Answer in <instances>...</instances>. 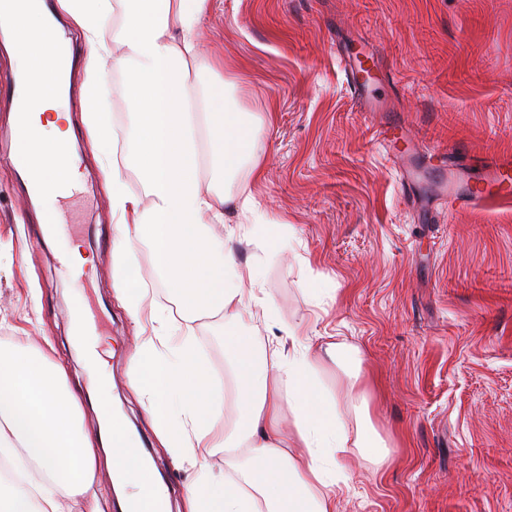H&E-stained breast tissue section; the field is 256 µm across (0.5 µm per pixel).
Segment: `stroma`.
<instances>
[{
  "label": "stroma",
  "mask_w": 512,
  "mask_h": 512,
  "mask_svg": "<svg viewBox=\"0 0 512 512\" xmlns=\"http://www.w3.org/2000/svg\"><path fill=\"white\" fill-rule=\"evenodd\" d=\"M205 51L224 57L226 105L258 130L251 192L275 222L278 256L258 268L275 319H250L259 350L300 324L359 348L369 420L388 460L349 449L336 512H512V203L449 212L374 139L404 124L420 147L512 153V0H213ZM366 45L383 111L356 104L338 55ZM13 90H0V339H49L83 400L97 377L72 335L93 318L109 392L183 512L197 476L161 448L128 373L136 326L117 300L118 230L87 130L74 121L84 195L57 201L54 232L9 162ZM93 269L71 275L72 247Z\"/></svg>",
  "instance_id": "obj_1"
}]
</instances>
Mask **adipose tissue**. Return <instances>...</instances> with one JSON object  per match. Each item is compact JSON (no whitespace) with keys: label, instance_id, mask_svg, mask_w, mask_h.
Returning <instances> with one entry per match:
<instances>
[{"label":"adipose tissue","instance_id":"1","mask_svg":"<svg viewBox=\"0 0 512 512\" xmlns=\"http://www.w3.org/2000/svg\"><path fill=\"white\" fill-rule=\"evenodd\" d=\"M211 0H59L89 46L83 62L79 110L92 152L102 153L101 172L120 230L115 251L125 278L118 291L142 337L130 355L137 390L163 447L177 462L199 465L186 490L185 512H335L332 487L350 478L342 460L349 448L377 462L386 455L364 427L349 430L338 399L326 392L320 371L352 364V389L361 385V361L344 343L327 342L322 353L301 328L284 327L271 351L256 350L244 315L271 314L256 263L239 264L232 242L264 253L267 239L252 233L268 223L253 195L220 189L229 176L258 178L253 129L224 109V84L199 89L200 71L220 73L224 59L206 57L201 46ZM7 40L22 91L10 110L12 127L25 128L30 190L46 207L54 182L79 177L68 99L70 52L43 0H0ZM122 75L127 112L112 124L101 93L109 71ZM121 144V153L110 150ZM144 185L131 190L127 172ZM239 211L249 224L225 228L224 210ZM149 252L175 296L168 309L148 300V285H132L128 273L139 252ZM224 329L227 369L235 385L237 416L223 423L224 384L197 347V327ZM294 410L285 430L282 402ZM81 404L67 370L45 348L0 343V512H63L64 502L83 512H103L93 440L81 426ZM111 480L121 488L122 512H135L154 490L155 512H171L143 451L128 438L111 443ZM223 454L224 475L204 465Z\"/></svg>","mask_w":512,"mask_h":512}]
</instances>
